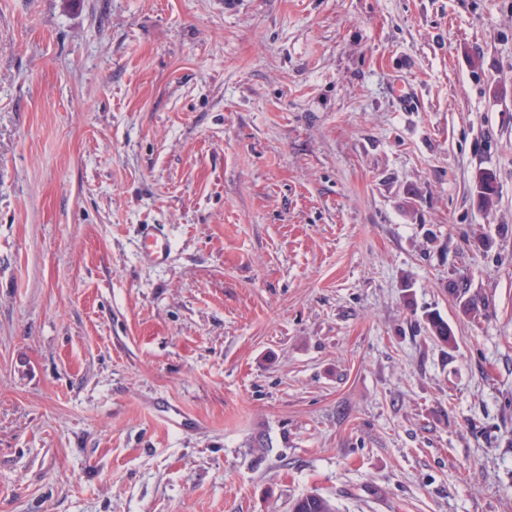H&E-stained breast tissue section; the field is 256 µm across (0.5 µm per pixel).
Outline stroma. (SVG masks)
<instances>
[{"instance_id": "obj_1", "label": "stroma", "mask_w": 512, "mask_h": 512, "mask_svg": "<svg viewBox=\"0 0 512 512\" xmlns=\"http://www.w3.org/2000/svg\"><path fill=\"white\" fill-rule=\"evenodd\" d=\"M310 492L512 512V0H0V512ZM140 252L142 257L148 261L157 264L167 261L171 252V244L158 224H145L142 227Z\"/></svg>"}]
</instances>
